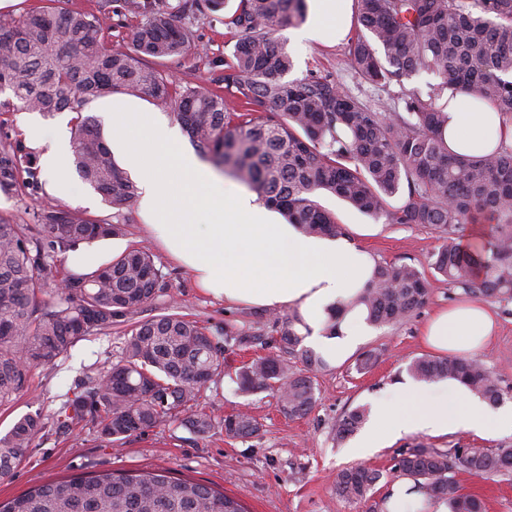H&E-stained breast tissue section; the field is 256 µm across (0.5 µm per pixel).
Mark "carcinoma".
Returning <instances> with one entry per match:
<instances>
[{"mask_svg":"<svg viewBox=\"0 0 512 512\" xmlns=\"http://www.w3.org/2000/svg\"><path fill=\"white\" fill-rule=\"evenodd\" d=\"M223 0H184L181 13L215 10ZM143 14L121 42H105L108 15L32 10L0 18V108L52 115L72 112L73 165L81 181L118 211L137 194L115 160L100 122L82 112L93 98L119 91L143 94L169 112L197 152L308 236L343 235L332 213L315 200L336 195L360 212L393 224H424L450 237L478 221L495 225L487 247L465 251L454 242L433 254V269L475 298L512 302V144L479 156L448 148V94L471 91L477 99L512 110V0H357L359 32L351 39L350 67L357 77L387 89L422 73L440 79L426 88L400 87L385 111L349 91L330 73L310 71L290 79L294 64L279 32L306 18V0H238L224 17L235 43L224 58V89L182 83L153 66L186 55L188 29L152 0H127ZM0 120V192L31 196L41 189L34 157L9 141ZM402 196L389 207L388 199ZM34 224L0 217V406L28 391L34 369L52 367L80 339L123 327L115 362L84 375L74 397L52 415L58 430L85 423L108 445L124 443L164 422L200 437H255L262 424L241 411L225 416L192 407L200 389L224 371V354L254 340L276 351L235 370L244 396L271 391L282 411L303 418L316 406L309 373L326 361L302 345L298 312L278 314L254 336L234 326L207 327L170 313L141 318L166 292L165 276L150 251L131 247L108 263L72 273L47 299L54 254L81 243L126 235V225L106 216L45 203ZM427 280L409 264L376 265L369 284L332 310L325 325L336 334L342 311L361 307L367 321L396 325L420 310ZM417 381H459L492 406L505 390L474 358L424 355L407 365ZM367 420V410L347 412L336 428L342 441ZM42 413L20 417L0 436V479L8 478L34 438L46 428ZM512 471V446L407 448L390 472L413 481L409 492L441 501L448 512H484V503L456 478ZM383 472L354 465L336 475L338 502L370 499ZM0 512H245L240 502L211 487L171 476L167 468L104 471L36 485L0 501Z\"/></svg>","mask_w":512,"mask_h":512,"instance_id":"obj_1","label":"carcinoma"}]
</instances>
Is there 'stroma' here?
Instances as JSON below:
<instances>
[{
  "instance_id": "35a3bbf8",
  "label": "stroma",
  "mask_w": 512,
  "mask_h": 512,
  "mask_svg": "<svg viewBox=\"0 0 512 512\" xmlns=\"http://www.w3.org/2000/svg\"><path fill=\"white\" fill-rule=\"evenodd\" d=\"M185 24L192 34L186 58L179 62L161 61L160 67L172 71L179 80L193 75L214 83L223 75L224 58L232 48L224 14L197 13L186 18ZM280 36L286 40L294 61L293 76L328 71L354 94L367 100L388 101L385 91L358 85L350 68L349 40L327 38L300 46L293 42L288 27ZM129 109L153 115L159 112L147 97L130 92L94 98L83 107L85 114L101 121L107 111ZM74 195L71 208H84L90 215L109 213L100 195L82 181H75ZM317 199L335 214L354 246L369 252L379 263L414 265L429 283L426 304L411 318L394 326L370 327L363 349L375 353L377 362L369 372L357 373L350 359L316 372L318 402L308 416L295 419L284 415L269 393H237L231 372L241 362L262 354L263 349L258 344L236 348L227 355L226 375L202 388L194 407L217 415L248 408L263 425L259 436L228 439L217 433L200 438L179 425L162 424L124 444L104 447L91 426L80 424L63 433L50 425L35 438L12 476L0 479V500L16 497L32 485L72 475L164 467L173 476L207 484L235 497L247 512H368L365 504L337 503L332 488L343 468L361 463L384 470L398 451L418 444L442 450L512 445V435L482 438L463 429L445 435H408L361 457L351 454L349 442H337L336 425L344 413L371 406L375 399L388 395L394 384L406 380V365L429 352L421 338L425 323L437 310L464 300L465 295L431 266L433 253L444 242L438 230L421 224H389L364 215L327 193L318 194ZM112 216L114 222L125 225L126 235L94 243L93 251L106 260L131 245L148 249L168 282L167 292L146 307L145 317L176 311L213 328L231 323L245 333L266 323L269 309L216 300L198 288L192 273L173 262L147 232L137 205H129ZM494 310L499 330L479 358L499 378L502 387L512 392V303L495 304ZM118 343L115 333L90 336L77 342L54 367L34 370L31 393L0 408V434L25 414L39 410L47 415L57 409L72 397L87 371L112 364ZM457 478L482 498L486 512H512V474L485 480L462 470Z\"/></svg>"
}]
</instances>
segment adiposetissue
Returning <instances> with one entry per match:
<instances>
[{"instance_id":"adipose-tissue-1","label":"adipose tissue","mask_w":512,"mask_h":512,"mask_svg":"<svg viewBox=\"0 0 512 512\" xmlns=\"http://www.w3.org/2000/svg\"><path fill=\"white\" fill-rule=\"evenodd\" d=\"M351 0H311L310 17L297 42L342 36ZM113 145L141 177L139 208L150 234L192 270L199 288L237 304L287 306L303 317L308 342L327 360H347L368 335L365 314L345 313L336 335L324 324L333 306L365 286L375 261L346 238L308 236L277 223L254 193H225L215 178H202L199 159L179 147V129L142 112L110 115ZM507 130L499 108L460 93L448 104L445 138L457 153L478 156L495 149ZM32 146L58 197L72 195L70 146L28 128ZM208 223H200V214ZM497 329L489 305L472 299L442 309L427 322L423 337L432 348L457 356L476 355ZM458 429L491 438L512 435V407L492 408L458 382L400 383L376 401L372 419L354 448L365 455L411 433L445 434Z\"/></svg>"}]
</instances>
